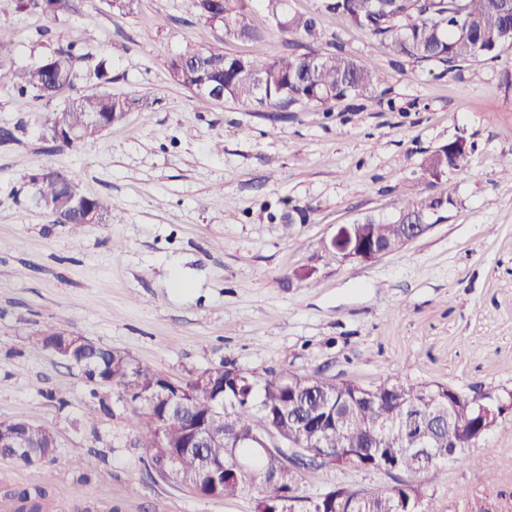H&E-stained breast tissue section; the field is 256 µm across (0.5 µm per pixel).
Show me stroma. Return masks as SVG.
Masks as SVG:
<instances>
[{"instance_id":"stroma-1","label":"stroma","mask_w":512,"mask_h":512,"mask_svg":"<svg viewBox=\"0 0 512 512\" xmlns=\"http://www.w3.org/2000/svg\"><path fill=\"white\" fill-rule=\"evenodd\" d=\"M288 8L317 15L324 42L383 77L384 98L278 114L228 101L202 108L171 77V58L264 55L283 50L286 36L226 37L182 0H136L126 14L75 0L74 12L56 17L0 0L16 65L74 41L110 76L82 71L49 102L0 86V128L15 136L0 143V420L25 418L57 438L36 464L0 461V512H13L7 491L35 485L49 490L51 512L255 510L256 491L209 499L160 476L136 446L124 396L30 347L49 325L177 381L228 362L258 382L323 368L362 384L512 388V46L446 74L396 62L386 41L321 11L319 0ZM100 90L137 104L95 144L43 138L45 110ZM461 137L474 151L428 185L424 159ZM44 166L114 201L111 222L76 234L53 223L28 184ZM431 189L453 202L417 241L368 262L326 259L338 225L391 221ZM486 445L482 468L452 464L435 482L438 512L512 492V437L494 432ZM489 471L497 483L486 484ZM339 481L376 489L389 479L324 468L303 471L301 485L313 498Z\"/></svg>"}]
</instances>
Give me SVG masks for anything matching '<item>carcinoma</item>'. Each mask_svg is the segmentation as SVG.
Instances as JSON below:
<instances>
[{
    "instance_id": "1",
    "label": "carcinoma",
    "mask_w": 512,
    "mask_h": 512,
    "mask_svg": "<svg viewBox=\"0 0 512 512\" xmlns=\"http://www.w3.org/2000/svg\"><path fill=\"white\" fill-rule=\"evenodd\" d=\"M187 12L209 20L211 3L207 0H183ZM252 0H223L224 33L230 37L265 41L271 32L293 35L281 52L253 58L223 56L218 50H194L185 53L184 63L170 62L173 79L192 89L202 79L224 87V98L246 112H288L297 104H321L345 100L365 94L382 98V78L372 69L358 63L341 50L325 51L314 45L322 39L316 19L310 15L291 13L287 0H260L270 27L258 29L249 20ZM322 10L340 13L358 28L390 41L392 54L398 59L433 62L448 73L462 63L495 57L505 45H512V0H320ZM24 9L40 10L58 16L73 9V0H22ZM13 40L0 28V86L8 85L19 95L52 99L61 89L71 88L79 78L78 67L90 64V56L81 54L70 43L53 50L39 61L17 67L10 59ZM131 102L107 92L81 93L71 98L61 110L44 114V135L65 146L90 145L101 137V131L112 124V114L122 119ZM466 142L455 140L430 154L424 161L425 178L432 185L450 170L462 166ZM71 178L55 167H45L29 176L34 197L57 224H69L72 231L90 221L112 220V205L102 197L82 194L69 188ZM452 202L451 195L441 193L420 196L405 203L415 215H436ZM360 231L368 238L385 239L393 234L390 224H365ZM101 376L124 394L138 385L146 388L157 372L131 356L117 360L107 349L95 355ZM210 376L225 382L222 402L223 418L215 421L222 439L205 448L214 460L232 464L229 452L237 441L252 433L273 432L300 448H325L334 459L332 468L347 469L349 459L357 456L368 466L376 464L380 454L390 450L399 453L401 466L408 469L411 460L406 449L414 447L418 428L413 422L440 411L447 416L438 441L433 444L438 456L428 472L436 480L446 474L448 441L459 447L488 433L483 417L472 402L479 387L467 393L450 384L439 382H407L387 384L382 380L364 386L352 380H339L321 370L300 373L282 370L265 379L259 391L252 390L251 379L234 384L225 364L207 370ZM308 382L306 399L295 395L292 385ZM192 409L198 416L211 411L214 397L192 391ZM388 424L374 428L375 417ZM55 443V432L48 427L30 431V447L45 452ZM160 443L159 426L146 420L139 428L136 444L155 458ZM280 463L276 459H259L254 472L232 481L214 480L212 472L196 467L190 478V489L223 485L221 498L236 497L249 488L260 490L256 512H280L288 508L282 491L289 489L294 499L305 500L301 473H284L273 478ZM21 502L19 512H41L46 491L35 487L15 494ZM319 512H435L434 493L418 480H397L391 487L370 494L366 502L353 498L351 485L338 482L317 496Z\"/></svg>"
}]
</instances>
